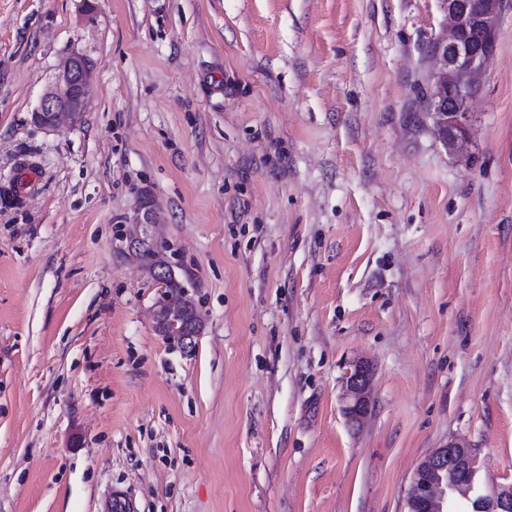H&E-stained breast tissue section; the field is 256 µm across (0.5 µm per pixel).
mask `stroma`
<instances>
[{
  "mask_svg": "<svg viewBox=\"0 0 512 512\" xmlns=\"http://www.w3.org/2000/svg\"><path fill=\"white\" fill-rule=\"evenodd\" d=\"M445 32L438 0H0V191L37 173L0 199V512H404L451 441L512 484V6L463 162L427 107ZM74 51L96 96L39 127ZM150 257L154 258V260L150 264L149 273L151 277L155 280V272L157 268L162 265L163 260L162 257L155 260L157 256L156 253H149ZM175 271L173 268V264L171 261L167 260V263L157 270V276L160 280H166L165 288H166V295L168 298V301L166 300V297L162 294L159 298V300L155 303L153 309H152V316L155 320V323L158 327H160V330L163 332V335L173 339L177 340L180 336H169L176 334V332H173L172 328L176 329L178 327V322L175 320L170 319L169 321L162 320V315L164 313V310L167 306V314L172 316H178L181 315L187 311H192L194 313V307L193 303L190 299L186 298L185 296V288L184 286L174 277ZM171 276V277H170ZM170 278V279H169ZM371 382V367L364 362L354 364L345 378L343 411L352 424L360 423L370 411Z\"/></svg>",
  "mask_w": 512,
  "mask_h": 512,
  "instance_id": "obj_1",
  "label": "stroma"
}]
</instances>
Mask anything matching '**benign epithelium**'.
<instances>
[{
	"mask_svg": "<svg viewBox=\"0 0 512 512\" xmlns=\"http://www.w3.org/2000/svg\"><path fill=\"white\" fill-rule=\"evenodd\" d=\"M446 18V34L430 45L432 58L439 69L430 94L429 112L438 136L448 153L461 158L464 155L468 131L467 105L473 88L461 75L479 73L493 54L495 42L475 47L471 33L482 30L495 33L500 13L506 0H439ZM93 95L92 65L82 52L65 57L57 66L53 80L45 89L33 121L43 128L61 124L78 126ZM131 249L167 250V241L153 233L133 240ZM167 306L160 296L152 309V316L163 335L173 334L178 327L175 320L164 321ZM371 367L358 362L344 382L343 411L349 422L360 423L371 406ZM472 473L475 470L473 450L450 442L434 449L414 470L405 493L404 512H459V506L448 494V469ZM476 512H512V484L492 489L473 504Z\"/></svg>",
	"mask_w": 512,
	"mask_h": 512,
	"instance_id": "benign-epithelium-1",
	"label": "benign epithelium"
}]
</instances>
